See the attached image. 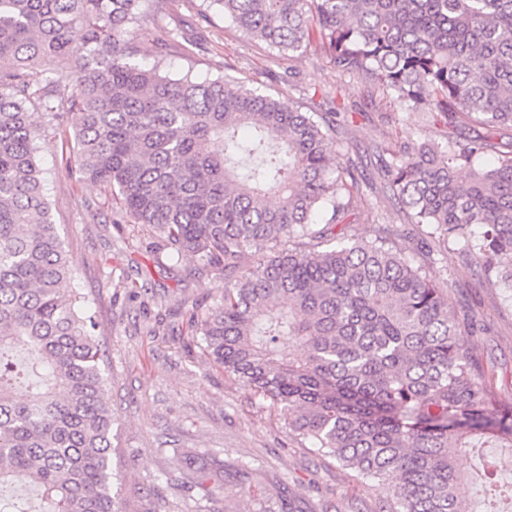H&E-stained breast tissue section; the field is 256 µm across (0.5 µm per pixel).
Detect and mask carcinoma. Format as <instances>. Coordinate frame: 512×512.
<instances>
[{
    "label": "carcinoma",
    "mask_w": 512,
    "mask_h": 512,
    "mask_svg": "<svg viewBox=\"0 0 512 512\" xmlns=\"http://www.w3.org/2000/svg\"><path fill=\"white\" fill-rule=\"evenodd\" d=\"M179 2L0 0V512H122L101 344L89 301L62 292L76 269L37 158L41 126L69 123L81 177L110 187L172 264L224 268L223 303L190 319L215 364L279 407L289 434L388 491L380 512H471L454 456L512 449V403L479 379L447 289L396 248L397 230L336 231L361 181L336 163L339 110L134 63L132 29ZM210 3L247 36L312 46L340 77L424 113L417 139L384 142L383 195L400 223L463 242L512 288V140L486 164V136L442 145L427 128L512 132V0ZM291 237L325 248L243 263ZM495 469L484 462L491 502H512Z\"/></svg>",
    "instance_id": "carcinoma-1"
}]
</instances>
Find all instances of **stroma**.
Segmentation results:
<instances>
[{
    "mask_svg": "<svg viewBox=\"0 0 512 512\" xmlns=\"http://www.w3.org/2000/svg\"><path fill=\"white\" fill-rule=\"evenodd\" d=\"M178 12L193 55L161 49L147 17L132 33L139 63L171 75L192 73L292 98L303 109L340 108L334 139L341 163L356 164L366 204L357 205L348 237L369 239L396 210L379 191V151L389 129L380 92L340 79L319 53H283L243 34L219 8L181 0ZM72 130L42 131L38 152L53 220L77 273L62 285L95 311L115 412L114 489L124 512H377L384 498L348 470L289 435L279 408L258 407L234 375L214 364L200 333L188 327L220 304L223 269L194 256L170 266L161 242L123 214L109 188L80 179ZM408 261L448 291L473 357L497 398L512 402V288L482 275L460 244L398 236ZM217 454L224 475L189 485L185 460Z\"/></svg>",
    "mask_w": 512,
    "mask_h": 512,
    "instance_id": "35a3bbf8",
    "label": "stroma"
}]
</instances>
